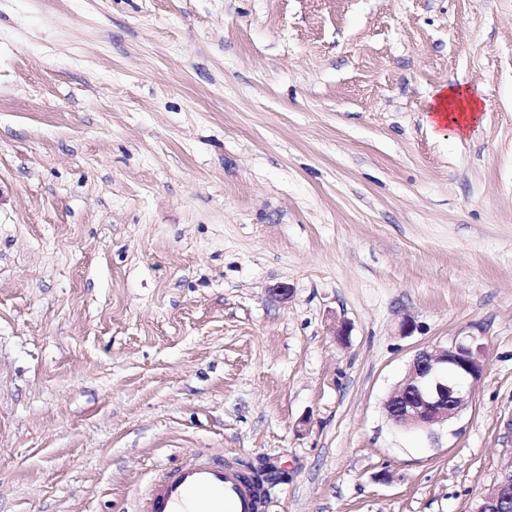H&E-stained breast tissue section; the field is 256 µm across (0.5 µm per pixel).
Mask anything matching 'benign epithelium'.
<instances>
[{
    "instance_id": "7a95c632",
    "label": "benign epithelium",
    "mask_w": 512,
    "mask_h": 512,
    "mask_svg": "<svg viewBox=\"0 0 512 512\" xmlns=\"http://www.w3.org/2000/svg\"><path fill=\"white\" fill-rule=\"evenodd\" d=\"M484 369V346L473 337L457 339L438 353L421 351L385 401V415L396 426L432 433L462 413L469 398L465 384H476ZM470 512H512V456L503 462L492 492Z\"/></svg>"
}]
</instances>
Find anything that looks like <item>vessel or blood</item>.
<instances>
[{"label": "vessel or blood", "instance_id": "b4317fda", "mask_svg": "<svg viewBox=\"0 0 512 512\" xmlns=\"http://www.w3.org/2000/svg\"><path fill=\"white\" fill-rule=\"evenodd\" d=\"M266 492L249 470L200 450L160 467L135 512H263Z\"/></svg>", "mask_w": 512, "mask_h": 512}]
</instances>
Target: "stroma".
<instances>
[{
	"label": "stroma",
	"instance_id": "stroma-1",
	"mask_svg": "<svg viewBox=\"0 0 512 512\" xmlns=\"http://www.w3.org/2000/svg\"><path fill=\"white\" fill-rule=\"evenodd\" d=\"M465 336L459 418L391 423ZM511 422L512 0H0V512L203 448L267 512H470ZM434 106L428 124L431 129L442 131L446 126L463 132L480 119L479 99L468 89L448 85L435 91ZM485 369L484 346L474 337L456 339L439 353L421 351L409 364L400 386L384 403L394 425L434 432L448 427L465 409L470 393Z\"/></svg>",
	"mask_w": 512,
	"mask_h": 512
}]
</instances>
